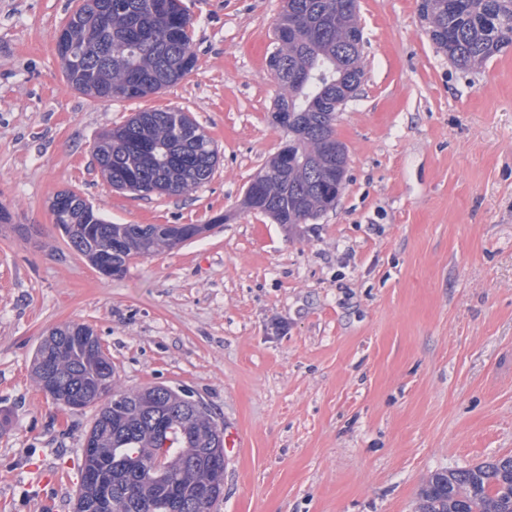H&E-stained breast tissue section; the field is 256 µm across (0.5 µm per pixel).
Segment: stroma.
Segmentation results:
<instances>
[{"instance_id":"35a3bbf8","label":"stroma","mask_w":512,"mask_h":512,"mask_svg":"<svg viewBox=\"0 0 512 512\" xmlns=\"http://www.w3.org/2000/svg\"><path fill=\"white\" fill-rule=\"evenodd\" d=\"M196 69L148 97L66 81L77 0H0V512H75L97 406L31 374L40 341L90 326L118 386L207 404L224 451L212 512H419L434 473L512 456V48L455 67L417 0H359L364 78L336 120L335 207L276 224L243 203L287 141L266 60L282 0H182ZM188 112L218 150L181 195L118 191L94 157L133 113ZM115 224L201 235L100 276L55 226L58 192Z\"/></svg>"}]
</instances>
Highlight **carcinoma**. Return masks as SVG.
Here are the masks:
<instances>
[{"instance_id": "carcinoma-1", "label": "carcinoma", "mask_w": 512, "mask_h": 512, "mask_svg": "<svg viewBox=\"0 0 512 512\" xmlns=\"http://www.w3.org/2000/svg\"><path fill=\"white\" fill-rule=\"evenodd\" d=\"M359 0H286L274 29L280 94L274 120L288 142L252 180L244 204L277 224H305L332 208L336 169L347 149L336 133L338 97L355 96L364 76L357 31ZM420 17L437 49L462 70L481 68L512 46V0H424ZM191 18L181 0H81L56 38L69 84L110 101L136 100L176 85L196 67ZM200 125L180 109L134 113L104 136L95 158L111 186L136 194L177 195L214 175L218 152ZM52 211L68 244L107 276L121 275L133 257L150 256L192 239L197 224H111L72 191ZM81 325L53 329L34 351L32 372L43 370L58 391L76 392L86 408L110 394L86 436L98 449L80 457L81 483L96 477L111 490L102 509L86 496L77 512H137L133 500L151 498L155 512H170L172 490L191 503L186 512H211L223 493L195 501V488L212 479L208 461L224 450V427L192 396L165 385L116 388V368L80 337ZM421 512H512V456L431 476Z\"/></svg>"}]
</instances>
